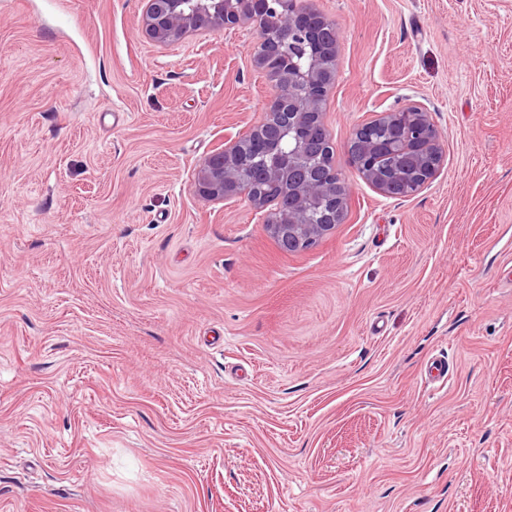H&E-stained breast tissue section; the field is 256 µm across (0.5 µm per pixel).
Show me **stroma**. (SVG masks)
Listing matches in <instances>:
<instances>
[{
  "mask_svg": "<svg viewBox=\"0 0 512 512\" xmlns=\"http://www.w3.org/2000/svg\"><path fill=\"white\" fill-rule=\"evenodd\" d=\"M303 3L351 192L285 253L195 190L262 118L255 30L0 0V512H512V0ZM409 98L444 162L391 198L347 144Z\"/></svg>",
  "mask_w": 512,
  "mask_h": 512,
  "instance_id": "1",
  "label": "stroma"
}]
</instances>
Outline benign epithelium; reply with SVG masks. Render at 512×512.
<instances>
[{
  "label": "benign epithelium",
  "instance_id": "obj_1",
  "mask_svg": "<svg viewBox=\"0 0 512 512\" xmlns=\"http://www.w3.org/2000/svg\"><path fill=\"white\" fill-rule=\"evenodd\" d=\"M142 16L147 35L157 44L168 45L198 31H220L270 14L272 26L260 31L259 42L280 46L288 42L310 48L307 61L293 55L254 52L253 63L264 71L270 81L271 93L263 119L246 135L209 155L197 170V194L209 202L244 198L254 208L274 204L250 190L246 169L255 165L259 178L271 185H280L288 194V206L275 204L269 213L267 230L288 251L308 248L329 234L341 223L349 200V184L338 168L323 177L316 173L310 156L311 142L331 144L324 120L326 96L336 80V72L327 65L329 51L336 48V28L326 17L320 20L319 40L322 48H312V31L308 27L313 11L278 10L275 0H145ZM402 110L412 118L414 129L422 142L421 151L428 161L417 168L416 190L428 185L439 172L444 156L438 130L427 108L412 101ZM397 112L378 113L363 121L353 135L369 133L382 124H391ZM278 129L276 138L267 141L265 153L279 157V162L242 154V145L267 127ZM357 174L381 194L391 197L394 184L382 176L371 163L356 168Z\"/></svg>",
  "mask_w": 512,
  "mask_h": 512
}]
</instances>
